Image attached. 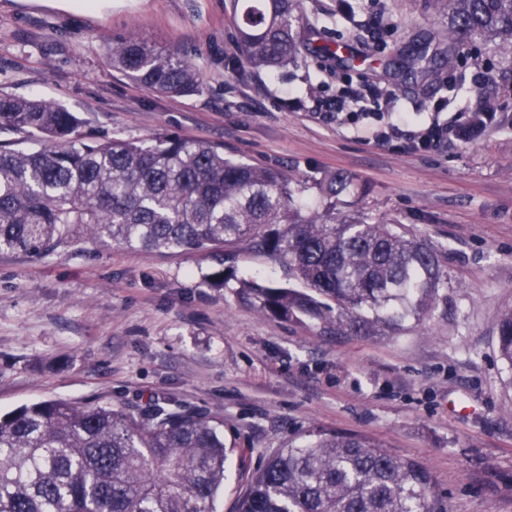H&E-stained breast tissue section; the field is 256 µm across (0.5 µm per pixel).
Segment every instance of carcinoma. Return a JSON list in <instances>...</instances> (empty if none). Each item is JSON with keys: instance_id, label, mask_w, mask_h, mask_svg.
<instances>
[{"instance_id": "1", "label": "carcinoma", "mask_w": 512, "mask_h": 512, "mask_svg": "<svg viewBox=\"0 0 512 512\" xmlns=\"http://www.w3.org/2000/svg\"><path fill=\"white\" fill-rule=\"evenodd\" d=\"M447 19L448 68L460 49L494 42L512 52V0H424ZM242 56L274 71L311 45L303 0H234ZM439 47L401 59L424 78ZM112 67L155 92L189 95L201 76L175 47L131 34L109 46ZM80 120L43 99L0 94V251L45 256L79 240L215 258L208 275L260 311L307 317L336 336H388L433 316L448 287L437 249L396 224L352 210L353 177L314 181L297 195L276 167L224 156L179 136L85 138ZM244 246L279 261L288 287L240 279L224 252ZM512 371V310L498 322ZM224 421L157 399L146 407L45 400L0 416V512H213L224 487ZM237 512H447L421 463L364 437L323 432L272 453Z\"/></svg>"}]
</instances>
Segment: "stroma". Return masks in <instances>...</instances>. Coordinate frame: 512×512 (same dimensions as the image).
I'll return each mask as SVG.
<instances>
[{"label":"stroma","mask_w":512,"mask_h":512,"mask_svg":"<svg viewBox=\"0 0 512 512\" xmlns=\"http://www.w3.org/2000/svg\"><path fill=\"white\" fill-rule=\"evenodd\" d=\"M361 0H306L313 44L362 51ZM231 0H0V93L48 99L85 136L170 134L220 145L225 156L310 181L347 173L365 188L369 221L402 225L442 254L448 278L432 318L395 336H330L319 323L260 312L234 289L207 285L215 261L77 243L46 256L0 253V414L43 400L174 405L220 417L230 448L216 512H236L267 455L318 432L360 435L422 463L448 512H512V373L498 356L497 320L512 310V91L495 120L453 132L477 109L512 54L491 43L435 80L397 63L442 23L421 0H373L382 50L355 67L305 53L273 72L246 64ZM137 31L179 47L199 92L163 95L112 69L107 45ZM366 86L390 92L363 118L331 104ZM409 111L437 123L446 146L410 151L378 133ZM240 277L283 285L278 262L241 249Z\"/></svg>","instance_id":"35a3bbf8"}]
</instances>
